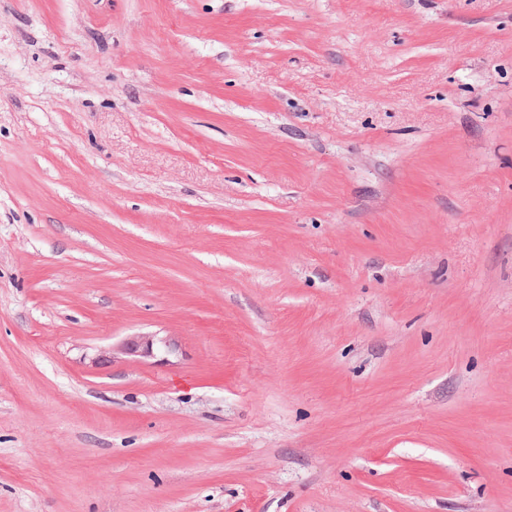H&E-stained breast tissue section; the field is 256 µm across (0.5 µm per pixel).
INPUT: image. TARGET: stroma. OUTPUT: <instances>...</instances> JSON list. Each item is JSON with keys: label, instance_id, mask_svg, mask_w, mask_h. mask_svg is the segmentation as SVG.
Returning a JSON list of instances; mask_svg holds the SVG:
<instances>
[{"label": "stroma", "instance_id": "stroma-1", "mask_svg": "<svg viewBox=\"0 0 512 512\" xmlns=\"http://www.w3.org/2000/svg\"><path fill=\"white\" fill-rule=\"evenodd\" d=\"M0 512H512V0H0Z\"/></svg>", "mask_w": 512, "mask_h": 512}]
</instances>
